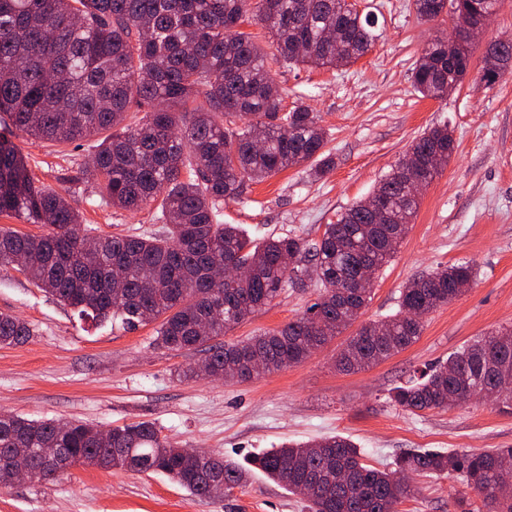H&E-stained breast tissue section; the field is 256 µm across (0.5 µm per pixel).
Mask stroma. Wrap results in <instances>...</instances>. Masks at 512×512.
<instances>
[{
  "mask_svg": "<svg viewBox=\"0 0 512 512\" xmlns=\"http://www.w3.org/2000/svg\"><path fill=\"white\" fill-rule=\"evenodd\" d=\"M375 16L377 40L356 63L340 68L273 66L285 107L302 101L319 112L335 168L315 180L307 165L250 184L222 205L217 220L237 224L255 241L294 234L317 241L325 224L366 198L429 127L448 124L455 149L440 175L420 193L418 212L378 273L363 321L395 313L400 290L438 266L469 264L472 287L429 314L419 340L389 359L355 372L335 367L355 327L293 366L244 382L181 378L201 361V349L165 350L154 325L126 330L80 319L37 288L14 265H0V312L28 322L29 341L0 347V412L35 419H83L103 428L148 420L182 448L229 460L285 442L342 435L365 461L390 467L409 449L442 452L512 447V414L483 400L418 415L402 411L390 390L475 337L512 325V61L495 84L479 60L512 38V0H498L486 29L471 45L474 64L462 86L440 99L422 97L411 73L423 48L446 38L448 16L421 20L413 0H357ZM15 144L45 187L67 189L89 164L94 140L54 146L24 135ZM83 222L99 235L157 231L153 207L129 212L102 203L91 190L75 196ZM316 294L288 288L226 335L244 340L279 330L302 316ZM414 497L399 512H460V500H480L460 479L414 476ZM0 512H307L299 495L253 473L245 486L218 498L193 496L161 474L78 467L51 482L0 487Z\"/></svg>",
  "mask_w": 512,
  "mask_h": 512,
  "instance_id": "stroma-1",
  "label": "stroma"
}]
</instances>
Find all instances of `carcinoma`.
<instances>
[{
	"mask_svg": "<svg viewBox=\"0 0 512 512\" xmlns=\"http://www.w3.org/2000/svg\"><path fill=\"white\" fill-rule=\"evenodd\" d=\"M462 16L489 20L497 0H451ZM261 22L272 38L269 54L242 30ZM374 20L347 0H0V213L40 224L34 235L0 227V265L23 259L22 272L38 288L99 324L129 328L158 323L155 344L169 350L208 347L185 377L246 381L297 364L356 322L372 300L362 270L379 271L409 230L420 197L409 183L429 184L440 173L432 158L454 150L446 125L429 128L406 152L409 169L395 165L375 191L387 223H373L359 200L324 225L311 244L296 235L256 243L235 224L217 223L218 209L240 198L248 183L310 164L316 179L336 162L326 150L318 113L298 102L286 111L269 100L272 64L344 67L365 55ZM512 45L487 55L484 79L493 83ZM471 44L429 43L412 71L414 89L438 99L470 69ZM142 120L126 123L130 110ZM22 133L59 145L100 135L93 164L70 176L92 184L106 203L140 209L157 203V235L100 236L82 227L65 193L36 184L10 136ZM291 265H282L283 257ZM231 258L250 273L221 284L212 267ZM474 282L465 263L448 264L409 280L398 310L361 324L336 357L341 371H358L415 343L424 319L462 296ZM313 288L306 313L272 334L237 342L217 338L271 303L285 288ZM26 321L0 312V346L26 342ZM497 390L496 406L512 411V328L475 338L420 376L390 390L410 413L444 410L463 392ZM100 429L74 419H29L0 414V466L20 464L36 481L53 479L74 458L87 466L162 473L191 494L212 498L241 487L257 470L295 491L313 482L308 512H397L415 488L399 474L456 475L490 512H512V448L474 452L408 450L394 470L363 461L341 436L304 444L285 442L246 464L198 451L192 458L160 437L153 422ZM39 448H58L53 461Z\"/></svg>",
	"mask_w": 512,
	"mask_h": 512,
	"instance_id": "obj_1",
	"label": "carcinoma"
}]
</instances>
